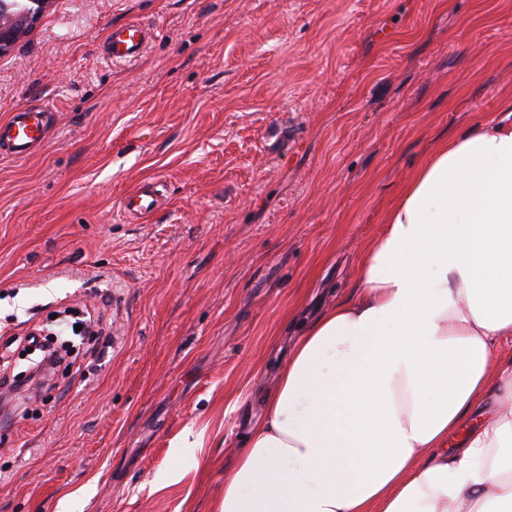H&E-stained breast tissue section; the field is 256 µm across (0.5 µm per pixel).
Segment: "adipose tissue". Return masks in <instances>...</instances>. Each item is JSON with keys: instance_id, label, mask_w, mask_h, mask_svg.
Instances as JSON below:
<instances>
[{"instance_id": "1", "label": "adipose tissue", "mask_w": 512, "mask_h": 512, "mask_svg": "<svg viewBox=\"0 0 512 512\" xmlns=\"http://www.w3.org/2000/svg\"><path fill=\"white\" fill-rule=\"evenodd\" d=\"M404 185L288 352L218 512H512V100ZM460 434L458 448L448 446Z\"/></svg>"}]
</instances>
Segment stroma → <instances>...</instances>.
I'll list each match as a JSON object with an SVG mask.
<instances>
[{
	"label": "stroma",
	"instance_id": "stroma-1",
	"mask_svg": "<svg viewBox=\"0 0 512 512\" xmlns=\"http://www.w3.org/2000/svg\"><path fill=\"white\" fill-rule=\"evenodd\" d=\"M152 37L107 63L112 26ZM512 98V0H54L0 57V355L66 308L75 339L0 410V512H216L259 398L342 299L403 185ZM154 183L150 221L121 198ZM45 112L20 109L0 125V154L29 156L45 141Z\"/></svg>",
	"mask_w": 512,
	"mask_h": 512
}]
</instances>
